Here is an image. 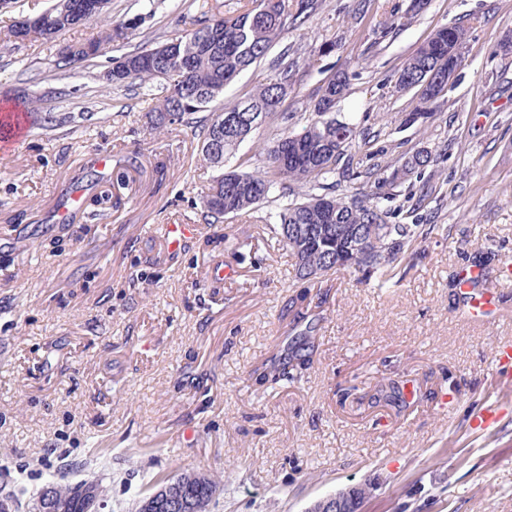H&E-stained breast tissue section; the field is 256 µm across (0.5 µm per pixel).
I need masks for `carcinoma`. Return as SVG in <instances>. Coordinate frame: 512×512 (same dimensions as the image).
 I'll list each match as a JSON object with an SVG mask.
<instances>
[{"label": "carcinoma", "instance_id": "1", "mask_svg": "<svg viewBox=\"0 0 512 512\" xmlns=\"http://www.w3.org/2000/svg\"><path fill=\"white\" fill-rule=\"evenodd\" d=\"M71 0H55L41 13V23L29 29L44 39L85 21L70 6ZM313 0H255V5L238 14L215 15L185 35L151 48L125 54L114 59L112 86L138 84L158 87L161 96L155 107V126L184 122L196 125L203 160L219 171L204 200V220L208 224L224 222V217L243 211H258L271 196L288 198L276 214L273 233L296 258L300 276L319 269L325 272L354 269L370 279L377 272L396 269L405 248L422 235L416 224H391L388 212L374 202L381 187L362 197L347 201L325 194H306L296 198V188L313 184L324 188V181L336 174L348 147L359 136L357 127L326 114L336 106L348 86L346 74L332 76L322 87L315 104L317 119L299 132L283 131L267 146L268 166L262 171H245L228 167L240 144L267 120L278 114L288 95V54L281 55L277 74L259 86L244 100L228 104L221 110L209 111L210 104L224 95V88L251 65L261 61L288 30V25L303 18ZM138 21L119 22L106 34L104 42L122 39L137 27ZM466 44L467 32L457 25L435 36L419 47L403 64L400 77L409 89L421 91L418 110L426 112L439 90L426 84L431 73L448 71V40ZM99 41L77 42L66 48L63 62L67 65L88 59L87 50H98ZM208 112L200 118L196 114ZM428 155L418 152L404 160L384 184L394 186L409 174L427 166ZM347 226L375 227V242L362 247L354 245L344 232ZM297 360L286 355L267 368L262 379L277 383L286 379L288 368ZM182 485L195 492V501L209 506L218 484L202 480L195 472L177 476ZM64 475L50 472L37 492L45 490L66 499L69 512H81L78 488L87 483H63Z\"/></svg>", "mask_w": 512, "mask_h": 512}]
</instances>
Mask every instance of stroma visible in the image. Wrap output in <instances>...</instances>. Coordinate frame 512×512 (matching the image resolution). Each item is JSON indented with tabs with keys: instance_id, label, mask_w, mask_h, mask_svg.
Listing matches in <instances>:
<instances>
[{
	"instance_id": "obj_1",
	"label": "stroma",
	"mask_w": 512,
	"mask_h": 512,
	"mask_svg": "<svg viewBox=\"0 0 512 512\" xmlns=\"http://www.w3.org/2000/svg\"><path fill=\"white\" fill-rule=\"evenodd\" d=\"M203 0H110L105 16L53 40L9 38L52 0L0 11V111L23 97L36 112H73L55 127L32 120L0 151V493L34 512L48 472L91 478L104 512L138 501L187 470L215 480L208 512H307L352 485L376 489L364 512H512V0H314L267 59L224 89L248 97L287 51L292 87L236 159L263 169L281 128L315 119L320 90L347 72L333 115L369 136L346 158L355 179L332 193L374 191L403 160L430 163L385 187L393 224L430 231L385 287L360 274L300 278L296 260L257 215L204 221L215 171L190 127L151 132L153 102L113 88V58L180 36ZM139 18L135 34L75 66L63 48ZM468 34L454 84L418 114L399 90L401 66L437 30ZM96 168L99 178L88 181ZM82 197L69 207L66 193ZM169 224H192L179 253ZM484 253L495 320L465 314L458 272ZM229 268L224 279L216 266ZM311 332L305 364L272 384L262 374ZM501 413L488 430L473 413Z\"/></svg>"
}]
</instances>
